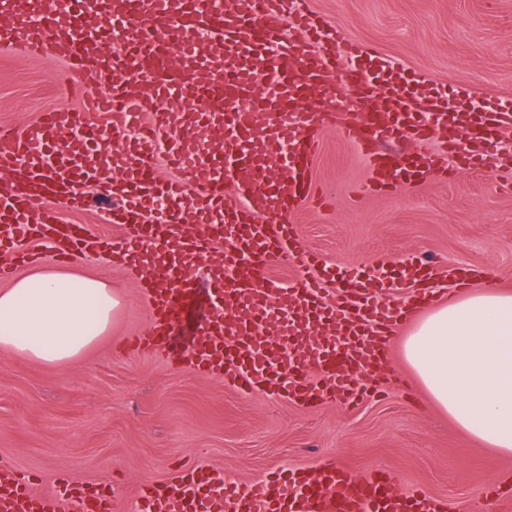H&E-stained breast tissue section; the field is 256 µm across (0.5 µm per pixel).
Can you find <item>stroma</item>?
Wrapping results in <instances>:
<instances>
[{"label":"stroma","instance_id":"35a3bbf8","mask_svg":"<svg viewBox=\"0 0 512 512\" xmlns=\"http://www.w3.org/2000/svg\"><path fill=\"white\" fill-rule=\"evenodd\" d=\"M344 41L377 49L381 61L454 91L465 104L512 99V0H310ZM60 68L0 52V126L23 128L61 100ZM331 207L305 206L294 222L301 246L327 264L366 269L409 259L512 291V190L484 172L398 191L353 196L367 179L359 150L338 134L314 160ZM67 271L112 284L120 305L109 331L77 363L46 366L0 349V462L41 489L57 476L105 483L113 512H128L141 485L202 463L249 484L274 470L331 459L361 474L378 467L400 489L419 487L451 512H495L490 484L512 482V456L468 440L430 401L393 344L377 391L358 408L305 409L282 398L245 396L218 378L130 348L149 317L135 274L106 255L80 256Z\"/></svg>","mask_w":512,"mask_h":512}]
</instances>
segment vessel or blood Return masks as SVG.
Instances as JSON below:
<instances>
[{"mask_svg":"<svg viewBox=\"0 0 512 512\" xmlns=\"http://www.w3.org/2000/svg\"><path fill=\"white\" fill-rule=\"evenodd\" d=\"M0 0V48L62 64L66 101L23 129L0 127V252L24 265L39 259L108 252L132 270L147 303L149 329L136 347L168 362L223 379L241 394L261 392L309 407L327 400L358 406L389 363L398 326L438 298L429 266L410 262L402 279L327 266L300 249L292 215L317 189L312 165L325 128L357 145L368 178L364 193L395 191L446 174L449 163L479 171L494 141L512 129V114L473 111L462 99L426 93L403 70L380 73L371 58L341 44L336 28L309 0ZM208 31L225 55H247L278 76L281 92L253 106L254 73L199 59L201 123L224 133V149L189 148L188 135L157 107L186 86L187 50ZM194 67V68H195ZM320 109H312L309 98ZM112 115L111 125L91 121ZM142 116L136 137L119 155L124 175L114 200L117 237L64 221L85 210L84 184L102 171L55 169L67 156L70 132L106 145ZM448 130V156L380 151L383 141L425 142ZM180 177H157L156 148ZM165 215L146 221L154 195ZM305 268L289 287L269 274L273 258ZM339 294L325 304V283ZM414 291L386 294L403 282ZM140 512H447L420 489L396 490L388 471L354 475L328 462L316 470L257 480L247 487L223 470L198 466L141 486ZM112 512V494L92 481H60L41 491L15 471L0 475V512Z\"/></svg>","mask_w":512,"mask_h":512,"instance_id":"obj_1","label":"vessel or blood"}]
</instances>
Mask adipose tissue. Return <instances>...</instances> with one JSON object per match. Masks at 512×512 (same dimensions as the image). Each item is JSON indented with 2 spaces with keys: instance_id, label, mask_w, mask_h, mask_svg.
I'll list each match as a JSON object with an SVG mask.
<instances>
[{
  "instance_id": "1",
  "label": "adipose tissue",
  "mask_w": 512,
  "mask_h": 512,
  "mask_svg": "<svg viewBox=\"0 0 512 512\" xmlns=\"http://www.w3.org/2000/svg\"><path fill=\"white\" fill-rule=\"evenodd\" d=\"M109 282L45 267L0 290V348L75 362L111 325ZM403 357L434 406L468 437L512 455V292L475 286L420 314Z\"/></svg>"
}]
</instances>
